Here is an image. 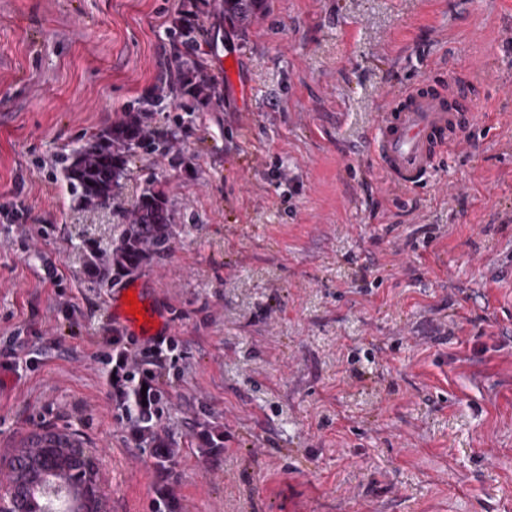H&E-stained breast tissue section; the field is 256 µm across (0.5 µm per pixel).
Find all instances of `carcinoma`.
<instances>
[{
    "instance_id": "obj_1",
    "label": "carcinoma",
    "mask_w": 512,
    "mask_h": 512,
    "mask_svg": "<svg viewBox=\"0 0 512 512\" xmlns=\"http://www.w3.org/2000/svg\"><path fill=\"white\" fill-rule=\"evenodd\" d=\"M264 0H222L224 20L245 31ZM201 24L199 6L187 0L172 22L168 39L173 47L166 76L153 86L135 105L125 108L123 117L100 128L66 158L63 175L73 199L84 207L112 206L117 218L112 247L100 251L88 246L86 271L101 283L110 275L134 273L165 255L178 234L166 192L160 180L149 177L141 194L126 209L118 199L122 180L131 161L140 155H165L170 151L169 135H155L146 130L148 115L178 104L185 115L175 118V126L183 127L197 107L209 103L216 87L200 57ZM132 387L127 395L126 426L131 435L145 443L153 439L154 420L149 410L160 406L157 396L146 397L140 383L150 382L144 369H132Z\"/></svg>"
}]
</instances>
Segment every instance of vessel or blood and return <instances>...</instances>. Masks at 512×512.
<instances>
[{
    "label": "vessel or blood",
    "mask_w": 512,
    "mask_h": 512,
    "mask_svg": "<svg viewBox=\"0 0 512 512\" xmlns=\"http://www.w3.org/2000/svg\"><path fill=\"white\" fill-rule=\"evenodd\" d=\"M475 118L471 102L410 88L398 109L384 112L374 137L379 166L404 186L430 172L438 154L450 148L461 127Z\"/></svg>",
    "instance_id": "vessel-or-blood-1"
}]
</instances>
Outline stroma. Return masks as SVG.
<instances>
[{
	"mask_svg": "<svg viewBox=\"0 0 512 512\" xmlns=\"http://www.w3.org/2000/svg\"><path fill=\"white\" fill-rule=\"evenodd\" d=\"M181 5L0 0V462L75 430L107 512H154L97 360L138 340L106 317L133 288L178 342V512H512V0H266L244 33L206 0L220 98L121 189L165 180L178 234L100 285L81 244L116 219L62 160L164 75ZM452 71L476 118L404 187L374 158L382 110Z\"/></svg>",
	"mask_w": 512,
	"mask_h": 512,
	"instance_id": "1",
	"label": "stroma"
}]
</instances>
